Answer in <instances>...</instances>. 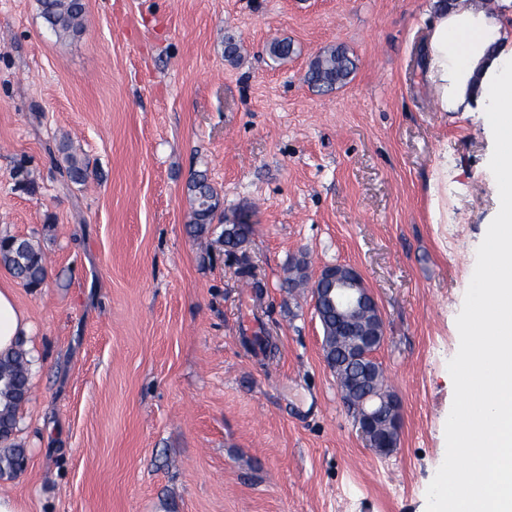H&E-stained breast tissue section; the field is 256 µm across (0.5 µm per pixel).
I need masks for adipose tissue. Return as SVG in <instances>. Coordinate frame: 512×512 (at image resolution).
<instances>
[{"label":"adipose tissue","mask_w":512,"mask_h":512,"mask_svg":"<svg viewBox=\"0 0 512 512\" xmlns=\"http://www.w3.org/2000/svg\"><path fill=\"white\" fill-rule=\"evenodd\" d=\"M503 35L498 16L443 4L428 36L426 77L440 111L483 106L497 141L500 199L463 326L475 339L457 370L463 402L448 422L463 469L446 483L437 512H512V60L492 52ZM30 330L11 291L0 289V350Z\"/></svg>","instance_id":"obj_1"}]
</instances>
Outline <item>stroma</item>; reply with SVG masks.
Wrapping results in <instances>:
<instances>
[{
    "mask_svg": "<svg viewBox=\"0 0 512 512\" xmlns=\"http://www.w3.org/2000/svg\"><path fill=\"white\" fill-rule=\"evenodd\" d=\"M86 4L62 39L37 0H0V236L37 242L48 269L32 289L0 266L33 324L27 466L0 494L24 512H432L499 211L492 134L480 113L437 111L424 78L435 0ZM277 39L288 59L270 57ZM330 47L357 68L320 93L305 75ZM63 141L87 182L62 176ZM198 173L222 215L199 238ZM240 222L253 232L229 248ZM243 256L266 285L248 308ZM299 258L310 277L353 267L378 301L375 358L400 403L389 455L342 399L309 288L283 286Z\"/></svg>",
    "mask_w": 512,
    "mask_h": 512,
    "instance_id": "1",
    "label": "stroma"
}]
</instances>
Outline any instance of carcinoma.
<instances>
[{
	"label": "carcinoma",
	"instance_id": "carcinoma-1",
	"mask_svg": "<svg viewBox=\"0 0 512 512\" xmlns=\"http://www.w3.org/2000/svg\"><path fill=\"white\" fill-rule=\"evenodd\" d=\"M42 18L51 30L61 35H78L84 29L86 5L84 0H38ZM356 68L348 52L336 47L310 62L307 81L321 90H333L345 85ZM63 144L59 151L65 154V172L70 180L83 182L88 177L87 169L67 153ZM194 210L193 232L201 235L217 218L219 203L217 193L204 174H198L189 183ZM249 224H236L234 231L227 235L224 243L236 248L252 233ZM0 265L8 268L26 288L41 287L47 277V268L41 248L31 239L8 236L0 238ZM348 340L344 336H328L323 339L325 360L338 364L336 381L348 407L356 409V401L363 393L375 397L376 403L391 397L384 386L381 365L374 364L373 373L363 379L358 372L345 363L342 350ZM30 390L29 360L27 352L20 346L5 354L0 353V476L13 473L20 461L26 457L25 448L16 444L12 436L16 430L17 415L27 400ZM399 426L387 419L378 421L376 435L378 445L391 452L397 446Z\"/></svg>",
	"mask_w": 512,
	"mask_h": 512
}]
</instances>
